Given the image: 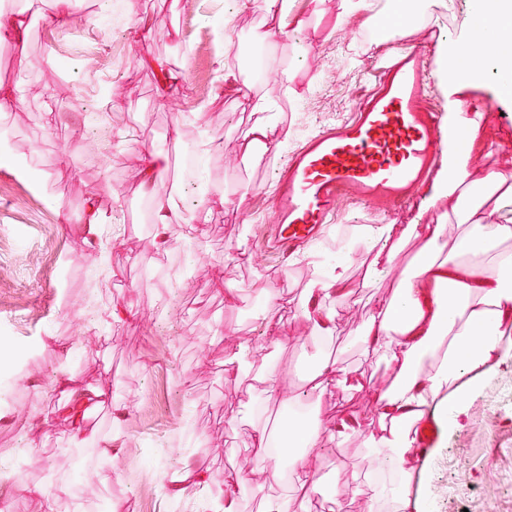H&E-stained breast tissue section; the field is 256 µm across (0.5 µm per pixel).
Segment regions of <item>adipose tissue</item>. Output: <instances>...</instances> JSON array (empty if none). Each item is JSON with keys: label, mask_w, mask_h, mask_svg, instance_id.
Segmentation results:
<instances>
[{"label": "adipose tissue", "mask_w": 512, "mask_h": 512, "mask_svg": "<svg viewBox=\"0 0 512 512\" xmlns=\"http://www.w3.org/2000/svg\"><path fill=\"white\" fill-rule=\"evenodd\" d=\"M237 8L262 11L264 24L255 35L262 44H276L288 30L307 26L303 18L287 21L286 0H237ZM476 54L495 64L501 61L500 53L488 46L473 52L467 34L455 41H440L435 55L438 83L448 92L447 126L465 129L474 137L486 124L485 114L476 111L465 116L467 102L461 93L472 84L466 70ZM446 154L423 190L424 208L454 211L474 188L482 186L486 192L466 212L469 232L447 247L445 260L431 257L443 248L445 225L382 224L368 230L379 245L363 282L372 291L393 263V244L411 238L421 243L401 295L378 298L356 339L365 357L395 371L394 384L370 385L354 370L333 363L321 364L309 378L314 391L331 385L347 394H363L380 418L391 421V428L365 434L363 443L400 479L395 492L378 490L379 496H392L396 512H421L420 503L408 493L416 469L414 416L438 398L455 402L461 391L512 352L501 342L503 331L512 329V253L500 248L512 239V225L498 221L504 202L512 199V156L503 155L498 169L492 170L485 166L481 152L459 147L453 138L446 144ZM159 163V155L146 158L143 189L153 201L155 223L166 230L188 223L189 218L172 198L157 195L151 174ZM476 241L481 244L477 250L472 247Z\"/></svg>", "instance_id": "ef3b65f1"}]
</instances>
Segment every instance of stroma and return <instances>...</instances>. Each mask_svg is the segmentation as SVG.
<instances>
[{"label":"stroma","mask_w":512,"mask_h":512,"mask_svg":"<svg viewBox=\"0 0 512 512\" xmlns=\"http://www.w3.org/2000/svg\"><path fill=\"white\" fill-rule=\"evenodd\" d=\"M447 31L434 30L422 16L416 31L392 29L364 43L361 57L341 59L348 84L337 88L322 58L331 41H356L363 20L338 21L341 0H325L322 14H310L308 0H288L289 17L309 26L268 47L264 75H251L231 48L214 49L210 25L226 19L240 38L252 39L260 13L235 10L231 0H73L66 25H47L55 0H0L20 13L27 27L24 46L0 41V92L21 91L22 100L0 120L8 152L26 162L27 175L0 164V367L21 352L29 360L0 383V448H20L21 481L48 490L64 482L69 498L59 512H214V503L233 493L237 512H262L267 498L296 483L289 467L277 481L250 479L226 490L224 475L252 460L251 436L259 423L276 429L287 408L307 412V425L331 429L346 416L360 431L327 442L311 468L316 487L309 512H361L373 494L375 458L362 444L378 428L376 412L362 396L331 389L309 394V365L330 359L357 371L370 383H387L384 366L366 359L354 345L371 306L360 284L373 245L363 241L349 260V297L332 295V338L310 337L305 321L289 312L315 280L310 252L288 261L284 272L257 257L270 214L255 201L270 192L278 169L311 134L351 117L367 74L387 52L390 39L424 44L434 52L442 38L476 25L471 0ZM153 20L156 31L135 38L134 15ZM58 58L62 88L34 68L36 60ZM467 95L484 110L488 125L477 137L488 165L512 154V105L493 94L499 77L485 63ZM181 74L185 94L178 103L159 95L162 70ZM302 96L285 91L287 83ZM207 103L204 123L190 119ZM274 122L293 136L278 152L246 155L238 145L254 124ZM179 138H172L173 126ZM220 137L221 148L203 155L194 171L184 160L204 135ZM165 154L156 186L173 195L186 214L202 204L205 190L223 194L206 221L195 224V244L182 246L183 232H161L142 189L147 153ZM108 153V165L98 157ZM96 198L100 222L83 221L86 202ZM458 218L421 210L412 200L402 210L381 214L345 205L339 224L353 231L363 224H434ZM222 274L223 288L212 285ZM277 293L282 307H270L262 290ZM279 322L281 344L266 340L267 320ZM250 351L247 379H238L232 355ZM70 367L73 382L95 388L105 401L89 413L66 411V391L54 379ZM275 367L288 395L266 399L262 377ZM444 424L428 458L421 460L409 492L426 512H512V354L476 380L460 404L443 406ZM108 438L112 466L98 450ZM464 448L457 458L456 448ZM84 476L74 479V468ZM203 472L205 486L177 494L173 477Z\"/></svg>","instance_id":"35a3bbf8"}]
</instances>
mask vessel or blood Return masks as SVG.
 Instances as JSON below:
<instances>
[{"mask_svg":"<svg viewBox=\"0 0 512 512\" xmlns=\"http://www.w3.org/2000/svg\"><path fill=\"white\" fill-rule=\"evenodd\" d=\"M423 47L400 44L364 82L352 117L308 138L279 168L268 198L269 246L279 264L313 244L340 204L393 213L418 193L445 156L447 130L429 97L433 83ZM418 453L432 448L440 423L416 422Z\"/></svg>","mask_w":512,"mask_h":512,"instance_id":"obj_1","label":"vessel or blood"}]
</instances>
